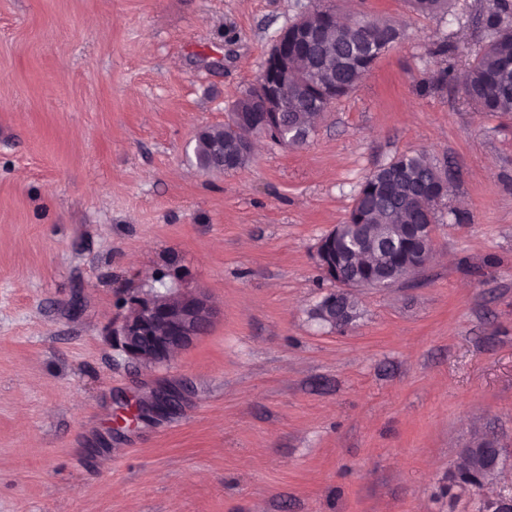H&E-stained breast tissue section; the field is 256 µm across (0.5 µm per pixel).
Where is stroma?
<instances>
[{"instance_id":"obj_1","label":"stroma","mask_w":512,"mask_h":512,"mask_svg":"<svg viewBox=\"0 0 512 512\" xmlns=\"http://www.w3.org/2000/svg\"><path fill=\"white\" fill-rule=\"evenodd\" d=\"M315 1L0 0V512H477L512 491V114L447 77L496 0H319L402 36L305 145L195 163ZM410 152L448 174L431 263L320 323V239ZM164 288L221 315L143 367L108 334ZM486 433L498 474L449 489Z\"/></svg>"}]
</instances>
